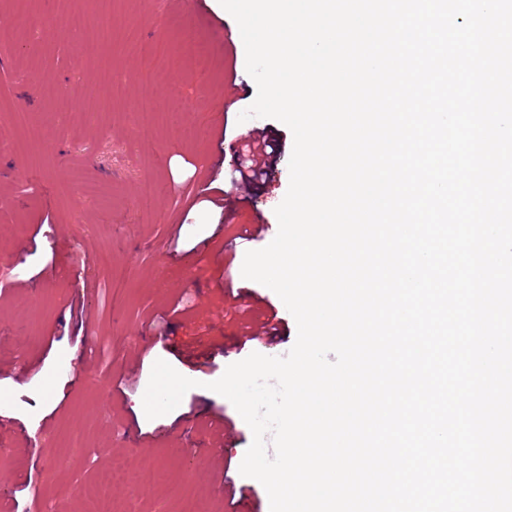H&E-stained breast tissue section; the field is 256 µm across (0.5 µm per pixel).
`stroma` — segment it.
Instances as JSON below:
<instances>
[{
	"mask_svg": "<svg viewBox=\"0 0 512 512\" xmlns=\"http://www.w3.org/2000/svg\"><path fill=\"white\" fill-rule=\"evenodd\" d=\"M70 11L84 14L80 31L67 27ZM98 17L96 0H61L31 11L24 36L0 50V74L11 77L0 87V131L21 139L17 110L43 131L37 154L0 149V512H92L101 487L116 512H176L188 484L201 512H269L263 485L239 472L252 432L207 385L251 353L283 356L296 341L278 295L241 275L246 251L277 234L292 133L271 118L239 122L257 87L249 77L228 86L245 49L221 37L235 20L219 0L193 10L182 0H112L108 65L82 50L99 39ZM161 39L175 64L160 69L146 51ZM148 96L178 102L201 136L142 132L137 104ZM253 130L282 149L265 184L249 189L224 151ZM204 185L223 189V208L193 205ZM257 218L265 234L225 250ZM176 300L183 312L153 324ZM249 310L276 313V342H243ZM159 359L197 385L150 420L142 400ZM217 415L229 436L215 455ZM115 465L129 483L104 486Z\"/></svg>",
	"mask_w": 512,
	"mask_h": 512,
	"instance_id": "35a3bbf8",
	"label": "stroma"
}]
</instances>
